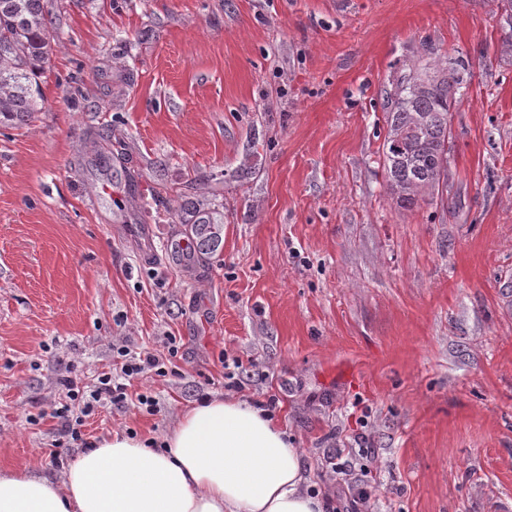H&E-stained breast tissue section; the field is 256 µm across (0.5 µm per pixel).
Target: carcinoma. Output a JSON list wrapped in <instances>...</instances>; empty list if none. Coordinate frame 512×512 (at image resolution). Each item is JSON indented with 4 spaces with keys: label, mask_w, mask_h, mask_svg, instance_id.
Instances as JSON below:
<instances>
[{
    "label": "carcinoma",
    "mask_w": 512,
    "mask_h": 512,
    "mask_svg": "<svg viewBox=\"0 0 512 512\" xmlns=\"http://www.w3.org/2000/svg\"><path fill=\"white\" fill-rule=\"evenodd\" d=\"M53 42L54 22L44 0H0L1 121L22 123L38 111ZM471 78V63L460 53L446 67L427 62L410 68L387 93L383 168L399 207L443 200L450 107L462 101Z\"/></svg>",
    "instance_id": "carcinoma-1"
}]
</instances>
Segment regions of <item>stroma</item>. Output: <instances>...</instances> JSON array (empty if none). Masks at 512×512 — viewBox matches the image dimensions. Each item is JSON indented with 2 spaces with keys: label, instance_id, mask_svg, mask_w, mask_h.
<instances>
[{
  "label": "stroma",
  "instance_id": "1",
  "mask_svg": "<svg viewBox=\"0 0 512 512\" xmlns=\"http://www.w3.org/2000/svg\"><path fill=\"white\" fill-rule=\"evenodd\" d=\"M40 112L0 125V470L54 475L59 381L175 337L83 442L275 400L346 512L512 501V54L497 0H46ZM441 204L382 167L401 69L456 53ZM213 216L215 246L192 229ZM187 252H174L180 242ZM153 396L159 410L137 406Z\"/></svg>",
  "mask_w": 512,
  "mask_h": 512
}]
</instances>
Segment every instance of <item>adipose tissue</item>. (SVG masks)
I'll return each instance as SVG.
<instances>
[{
	"label": "adipose tissue",
	"instance_id": "adipose-tissue-1",
	"mask_svg": "<svg viewBox=\"0 0 512 512\" xmlns=\"http://www.w3.org/2000/svg\"><path fill=\"white\" fill-rule=\"evenodd\" d=\"M148 447L113 434L61 478L0 471V512H328L310 492L302 451L271 413L214 396L180 412Z\"/></svg>",
	"mask_w": 512,
	"mask_h": 512
}]
</instances>
